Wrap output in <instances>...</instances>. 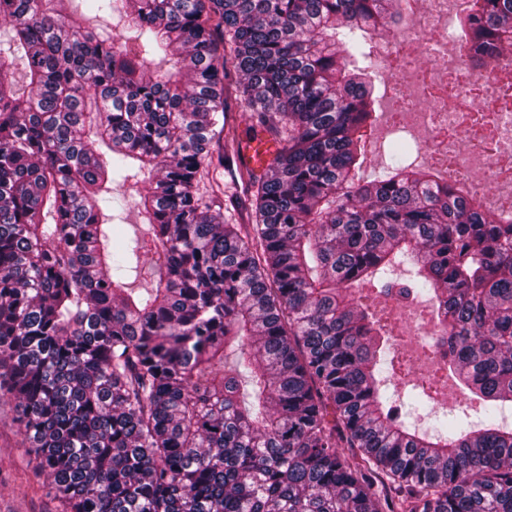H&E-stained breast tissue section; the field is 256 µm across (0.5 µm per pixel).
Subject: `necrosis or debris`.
Segmentation results:
<instances>
[{"label": "necrosis or debris", "mask_w": 512, "mask_h": 512, "mask_svg": "<svg viewBox=\"0 0 512 512\" xmlns=\"http://www.w3.org/2000/svg\"><path fill=\"white\" fill-rule=\"evenodd\" d=\"M404 25L429 35L428 62L415 63L408 41L381 53L385 92L396 104L389 130L416 135L423 163L466 195L489 193L492 208L512 217V60L474 64L449 56L448 0H398ZM486 166L488 181L475 177Z\"/></svg>", "instance_id": "1"}]
</instances>
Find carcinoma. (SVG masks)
<instances>
[{"mask_svg": "<svg viewBox=\"0 0 512 512\" xmlns=\"http://www.w3.org/2000/svg\"><path fill=\"white\" fill-rule=\"evenodd\" d=\"M0 0V398L71 512H512V218L360 178L392 0ZM465 54L512 57V0ZM24 64V89L14 80ZM250 112L229 121V94ZM278 149L261 172L256 134ZM236 167L255 220L195 191ZM145 232L112 246V185ZM428 295L481 427L391 408L362 284ZM146 274L142 288L129 280Z\"/></svg>", "mask_w": 512, "mask_h": 512, "instance_id": "cac0c4a2", "label": "carcinoma"}]
</instances>
